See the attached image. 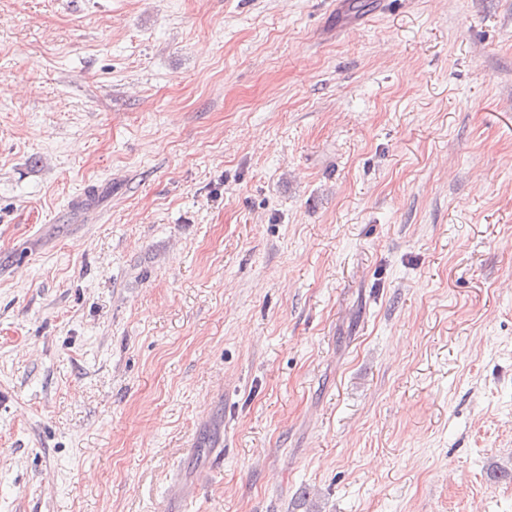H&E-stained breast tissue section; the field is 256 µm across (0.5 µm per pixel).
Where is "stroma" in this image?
<instances>
[{
  "mask_svg": "<svg viewBox=\"0 0 512 512\" xmlns=\"http://www.w3.org/2000/svg\"><path fill=\"white\" fill-rule=\"evenodd\" d=\"M512 0H0V512H512Z\"/></svg>",
  "mask_w": 512,
  "mask_h": 512,
  "instance_id": "1",
  "label": "stroma"
}]
</instances>
